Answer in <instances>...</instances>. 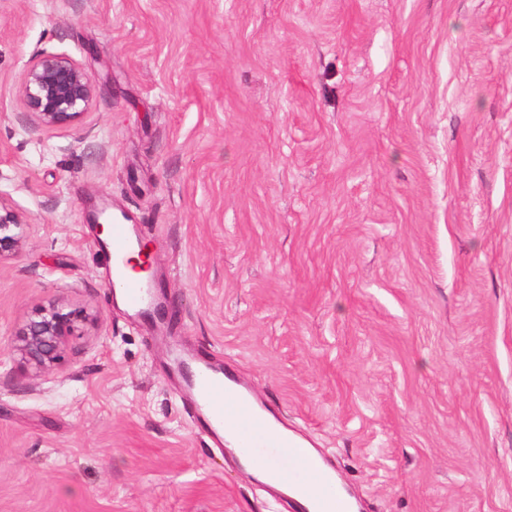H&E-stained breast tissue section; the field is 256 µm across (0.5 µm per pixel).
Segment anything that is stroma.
Wrapping results in <instances>:
<instances>
[{
  "mask_svg": "<svg viewBox=\"0 0 512 512\" xmlns=\"http://www.w3.org/2000/svg\"><path fill=\"white\" fill-rule=\"evenodd\" d=\"M89 74L36 128L40 53ZM157 257L114 306L89 220ZM0 512H291L193 424L224 360L368 512H512V0H0ZM85 319L53 367L17 331ZM20 89L28 120L47 128L78 121L93 97L88 73L71 59L53 53H41L31 62ZM29 223L22 213L0 203V261L20 252ZM83 319L82 310L65 312L54 302L41 308L16 333L21 358L39 368L52 367L60 360L75 323Z\"/></svg>",
  "mask_w": 512,
  "mask_h": 512,
  "instance_id": "35a3bbf8",
  "label": "stroma"
}]
</instances>
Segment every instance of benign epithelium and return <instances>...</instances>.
<instances>
[{"mask_svg":"<svg viewBox=\"0 0 512 512\" xmlns=\"http://www.w3.org/2000/svg\"><path fill=\"white\" fill-rule=\"evenodd\" d=\"M21 95L32 124L67 126L78 121L88 108L93 85L88 73L71 59L42 53L27 68ZM28 226L26 216L0 203V260L20 252ZM83 319V311H66L54 302L41 308L16 333L21 358L39 368L53 366L60 360L75 323Z\"/></svg>","mask_w":512,"mask_h":512,"instance_id":"1","label":"benign epithelium"}]
</instances>
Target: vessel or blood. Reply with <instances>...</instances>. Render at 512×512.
<instances>
[{
	"label": "vessel or blood",
	"mask_w": 512,
	"mask_h": 512,
	"mask_svg": "<svg viewBox=\"0 0 512 512\" xmlns=\"http://www.w3.org/2000/svg\"><path fill=\"white\" fill-rule=\"evenodd\" d=\"M133 225L113 222L108 241L111 261L108 286L128 309L142 311L152 304L147 280L130 275L129 266L150 268L153 257H130ZM185 388L196 412L194 421L245 460L266 470L270 480L293 498L298 512H353L348 490L337 482L325 457L300 446L282 431L275 409L257 398L252 387L228 370L199 360Z\"/></svg>",
	"instance_id": "vessel-or-blood-1"
}]
</instances>
